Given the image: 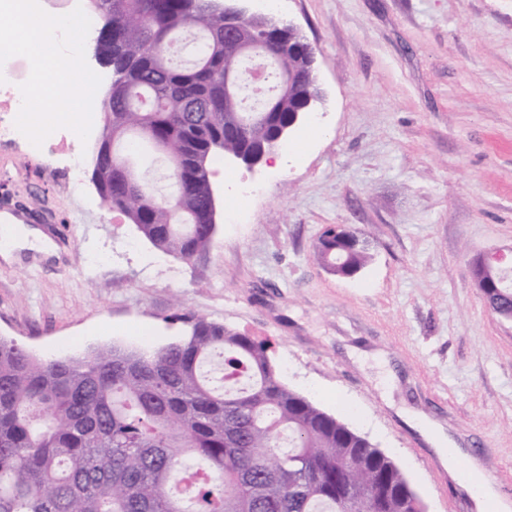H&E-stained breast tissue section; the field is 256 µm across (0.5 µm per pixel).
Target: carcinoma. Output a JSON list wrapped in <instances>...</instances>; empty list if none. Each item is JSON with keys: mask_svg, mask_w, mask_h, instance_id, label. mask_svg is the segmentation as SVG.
Segmentation results:
<instances>
[{"mask_svg": "<svg viewBox=\"0 0 512 512\" xmlns=\"http://www.w3.org/2000/svg\"><path fill=\"white\" fill-rule=\"evenodd\" d=\"M96 46L120 81L103 100L112 132L94 164L100 187L155 247L189 261L213 242L208 159H248L319 95L298 36L257 50L224 23V0H90ZM273 88L260 108L224 93L264 58ZM303 70L288 97V68ZM160 156L178 171L157 197L147 171L129 186L119 164ZM327 227L315 260L342 277L364 269L370 244ZM268 347L198 319L190 335L152 353L119 346L40 358L0 339V512H421L396 463L335 416L286 386Z\"/></svg>", "mask_w": 512, "mask_h": 512, "instance_id": "carcinoma-1", "label": "carcinoma"}]
</instances>
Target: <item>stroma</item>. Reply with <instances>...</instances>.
<instances>
[{"mask_svg":"<svg viewBox=\"0 0 512 512\" xmlns=\"http://www.w3.org/2000/svg\"><path fill=\"white\" fill-rule=\"evenodd\" d=\"M315 53L320 135L299 125L287 168L213 157L216 232L185 261L114 219L92 181L96 117L72 177L49 154L0 147V213L57 254L0 258V336L45 357L154 350L189 318L266 342L282 381L390 456L426 512H472L411 414L476 455L512 502V321L473 277L512 251V0H281ZM262 191L227 221L236 186ZM330 224L374 257L355 278L312 247ZM472 269L509 273L512 269V251L509 254L500 251L481 252L473 259Z\"/></svg>","mask_w":512,"mask_h":512,"instance_id":"obj_1","label":"stroma"}]
</instances>
